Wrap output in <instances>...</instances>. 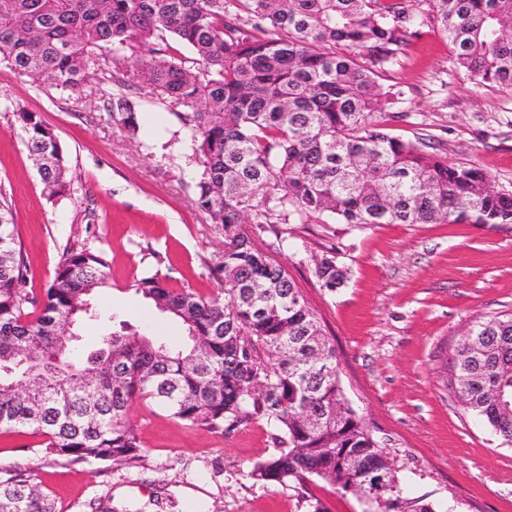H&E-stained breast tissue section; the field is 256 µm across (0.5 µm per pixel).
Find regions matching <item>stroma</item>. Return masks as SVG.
<instances>
[{"label":"stroma","mask_w":512,"mask_h":512,"mask_svg":"<svg viewBox=\"0 0 512 512\" xmlns=\"http://www.w3.org/2000/svg\"><path fill=\"white\" fill-rule=\"evenodd\" d=\"M420 22L384 84L403 92L384 118L386 133L416 145L434 143L452 164L484 168L497 189L512 192V87L489 88L456 67L436 30L428 0H404ZM90 91L48 93L29 77L0 67V196L14 212L26 255L28 287L47 288L64 250L106 253L108 288L98 304L161 341L180 324L134 294V279L160 274L169 287L216 293L224 237L198 209L190 180L167 163L179 120L151 105L140 87L144 128L130 136L109 120L102 94L113 80L91 77ZM52 126L66 157L70 192L49 197L13 115L15 107ZM254 238L301 288L339 363V380L399 469L411 496L451 512H512V449L499 446L465 414L440 379L474 322L512 311V225L267 224ZM287 238L278 246V238ZM335 249L348 272L330 291L314 277L313 259ZM142 441L137 464L63 465L45 454L28 428L0 429V470L32 467L52 491L58 512H364L354 495L321 481L263 485L252 465L274 453L266 424L222 437L177 420L148 400L130 409Z\"/></svg>","instance_id":"stroma-1"}]
</instances>
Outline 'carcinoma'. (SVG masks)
<instances>
[{"instance_id": "cac0c4a2", "label": "carcinoma", "mask_w": 512, "mask_h": 512, "mask_svg": "<svg viewBox=\"0 0 512 512\" xmlns=\"http://www.w3.org/2000/svg\"><path fill=\"white\" fill-rule=\"evenodd\" d=\"M434 23L459 69L487 87L512 86V0H429ZM402 0H0V64L60 96L90 75L124 68L150 99L180 109L184 157L201 172L195 203L224 235L221 291L210 297L168 287L154 274L132 290L182 322L178 347L121 331L80 361L64 339L88 305L96 316L108 286L105 254L63 253L42 295L26 288L28 266L13 215L0 201V428H32L47 453L67 463L123 462L142 447L130 408L151 400L171 416L224 436L257 421L274 431L277 453L248 477L264 484L332 486L380 466L371 432L341 387L336 349L288 272L244 224L311 218L366 224H512V192L487 190L473 164L450 165L383 131L377 117L401 91L379 82L416 37ZM191 55H185L179 46ZM135 137L139 113L123 94L107 106ZM14 116L50 197L70 190L53 128L19 106ZM320 287L343 273L328 250L314 260ZM284 346L275 359L267 348ZM457 379L446 382L464 412L512 447V313L478 321L461 337ZM50 360L59 386L92 383L86 394L38 402L30 372ZM319 414V428L299 414ZM356 454L360 469L342 461ZM391 481L402 512H435ZM0 512H56L34 469L0 475Z\"/></svg>"}]
</instances>
